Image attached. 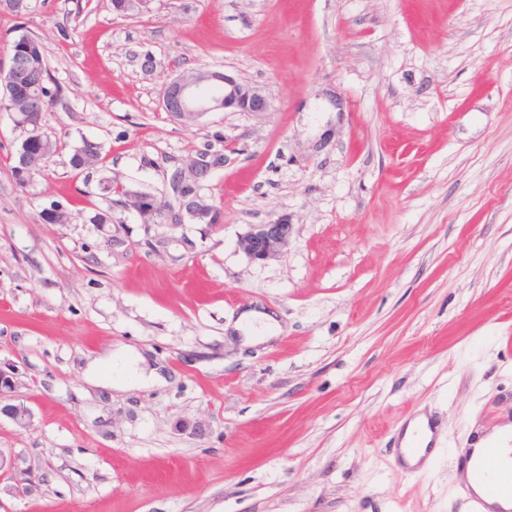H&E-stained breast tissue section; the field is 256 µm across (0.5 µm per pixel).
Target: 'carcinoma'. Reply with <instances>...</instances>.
I'll list each match as a JSON object with an SVG mask.
<instances>
[{
	"instance_id": "cac0c4a2",
	"label": "carcinoma",
	"mask_w": 512,
	"mask_h": 512,
	"mask_svg": "<svg viewBox=\"0 0 512 512\" xmlns=\"http://www.w3.org/2000/svg\"><path fill=\"white\" fill-rule=\"evenodd\" d=\"M17 35L11 41L8 51V64L14 70L6 73L13 79L12 89L8 96L0 100V110L20 115L23 120L35 125H42L45 112L52 107L55 98L60 93V87H49L51 80L48 62L42 43L34 37L24 25L13 28ZM35 143L28 140L20 145L16 163L12 166L11 174L15 183L24 188L35 178L27 168V154L33 152ZM103 157L101 146L86 139L71 147L69 165L71 170L80 175L98 168ZM104 200L124 205L125 195L134 189L125 184H114L107 180L101 184ZM117 199H112V196Z\"/></svg>"
}]
</instances>
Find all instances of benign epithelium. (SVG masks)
Masks as SVG:
<instances>
[{"label":"benign epithelium","instance_id":"obj_1","mask_svg":"<svg viewBox=\"0 0 512 512\" xmlns=\"http://www.w3.org/2000/svg\"><path fill=\"white\" fill-rule=\"evenodd\" d=\"M162 106L172 117L182 123H195L211 112L261 113L268 111L269 102L256 88L239 81L232 75L218 70H199L182 73L168 83L162 94ZM224 152L203 149L192 156L184 167H178L171 175L175 185L184 186L202 181L214 170L224 166ZM178 207H169V221L183 224L196 220L211 208L205 197L182 195L176 198ZM126 208L137 212L144 223L159 213L156 196L150 192H135L125 198ZM293 235V225L282 219L270 224H252L240 239V246L253 262H264L288 246ZM0 413L24 426L31 419L30 410L21 405H5Z\"/></svg>","mask_w":512,"mask_h":512}]
</instances>
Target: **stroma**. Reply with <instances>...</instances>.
<instances>
[{
  "mask_svg": "<svg viewBox=\"0 0 512 512\" xmlns=\"http://www.w3.org/2000/svg\"><path fill=\"white\" fill-rule=\"evenodd\" d=\"M60 88L43 130L67 150L28 187L0 111V512H469L462 449L512 421V0H28ZM197 69L269 109L176 122L166 83ZM226 148L217 226L146 224L99 184L163 204L166 173ZM60 203L66 224L40 213ZM288 219L263 263L239 246ZM272 314L244 344L241 312ZM161 386L90 384L110 351ZM431 415L437 453L395 463ZM70 150L69 165L75 174L80 175L94 170L102 163L101 146L93 144L87 139H81ZM293 235V224L282 219L270 224H253L240 239V246L253 262H264L280 254Z\"/></svg>",
  "mask_w": 512,
  "mask_h": 512,
  "instance_id": "stroma-1",
  "label": "stroma"
}]
</instances>
